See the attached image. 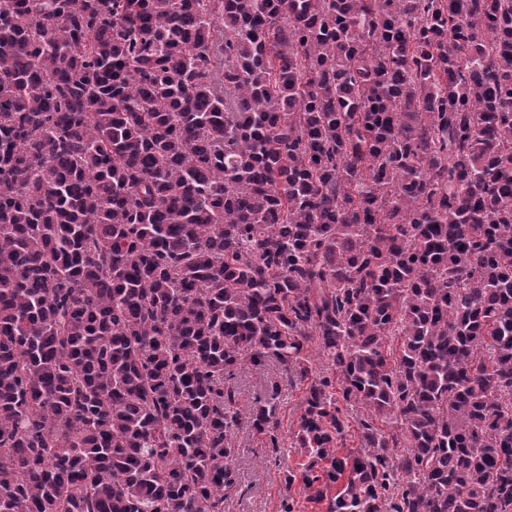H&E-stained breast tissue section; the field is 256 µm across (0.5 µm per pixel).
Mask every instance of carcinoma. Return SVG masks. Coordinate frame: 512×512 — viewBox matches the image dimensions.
<instances>
[{
  "label": "carcinoma",
  "instance_id": "obj_1",
  "mask_svg": "<svg viewBox=\"0 0 512 512\" xmlns=\"http://www.w3.org/2000/svg\"><path fill=\"white\" fill-rule=\"evenodd\" d=\"M313 347L328 512H512V0H0V512H224Z\"/></svg>",
  "mask_w": 512,
  "mask_h": 512
}]
</instances>
